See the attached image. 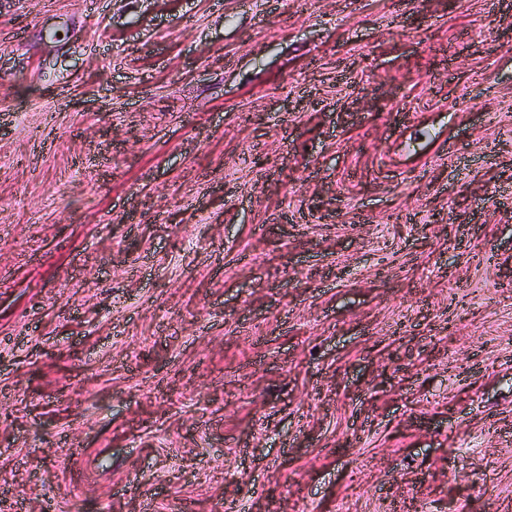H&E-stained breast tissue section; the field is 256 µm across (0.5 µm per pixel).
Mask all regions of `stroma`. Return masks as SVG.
Segmentation results:
<instances>
[{
    "mask_svg": "<svg viewBox=\"0 0 512 512\" xmlns=\"http://www.w3.org/2000/svg\"><path fill=\"white\" fill-rule=\"evenodd\" d=\"M512 512V0H0V512Z\"/></svg>",
    "mask_w": 512,
    "mask_h": 512,
    "instance_id": "1",
    "label": "stroma"
}]
</instances>
